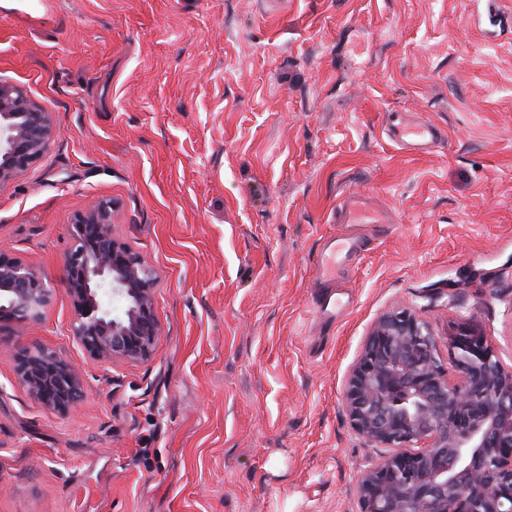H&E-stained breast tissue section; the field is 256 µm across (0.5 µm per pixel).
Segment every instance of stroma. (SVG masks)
<instances>
[{"mask_svg": "<svg viewBox=\"0 0 512 512\" xmlns=\"http://www.w3.org/2000/svg\"><path fill=\"white\" fill-rule=\"evenodd\" d=\"M0 82L49 112L48 152L0 188V252L52 290L0 324V512H360L377 448L342 391L408 306L440 353L477 316L512 371V17L472 0H0ZM443 129L401 149L388 120ZM393 215L355 255L337 206ZM112 206L156 277L158 350L105 365L72 337L79 214ZM336 250L328 315L316 262ZM55 350L75 415L17 383ZM13 373L29 396L50 410L66 413L84 396L81 373L47 347L14 355Z\"/></svg>", "mask_w": 512, "mask_h": 512, "instance_id": "35a3bbf8", "label": "stroma"}]
</instances>
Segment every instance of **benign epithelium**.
Listing matches in <instances>:
<instances>
[{
	"mask_svg": "<svg viewBox=\"0 0 512 512\" xmlns=\"http://www.w3.org/2000/svg\"><path fill=\"white\" fill-rule=\"evenodd\" d=\"M49 113L0 82V187L50 147ZM65 258L77 298L72 335L102 363L157 351L152 269L114 235L97 203L73 226ZM51 289L37 271L0 252V320L19 331L42 321ZM444 368L429 324L408 307L382 315L343 391L353 430L389 452L363 470L361 512H512V372L476 317L448 333ZM13 373L43 407L66 413L84 396L81 373L47 347L22 350Z\"/></svg>",
	"mask_w": 512,
	"mask_h": 512,
	"instance_id": "benign-epithelium-1",
	"label": "benign epithelium"
}]
</instances>
